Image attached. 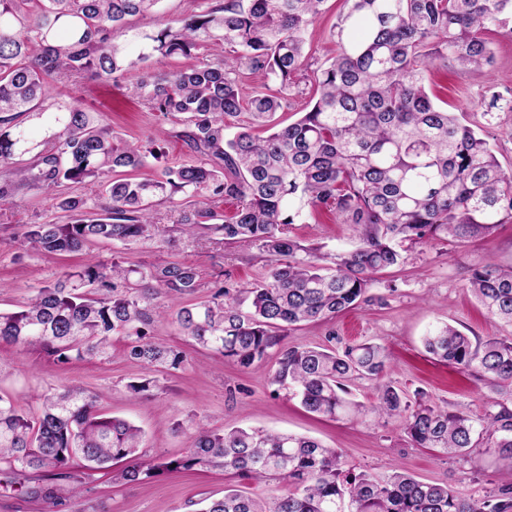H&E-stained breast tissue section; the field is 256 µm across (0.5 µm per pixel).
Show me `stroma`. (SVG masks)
I'll list each match as a JSON object with an SVG mask.
<instances>
[{
	"label": "stroma",
	"mask_w": 512,
	"mask_h": 512,
	"mask_svg": "<svg viewBox=\"0 0 512 512\" xmlns=\"http://www.w3.org/2000/svg\"><path fill=\"white\" fill-rule=\"evenodd\" d=\"M342 8V0H325L322 12L306 34V52L318 62L334 56L329 31ZM494 59L480 76L461 79L432 72L426 87L436 103L457 113L462 123L483 130L504 170H512V112L492 108L494 96L512 94V36H491ZM63 93L83 107L102 113L115 135L128 141H155L165 160L177 164L186 151L173 135L172 122L134 104L125 88L106 87L87 78L64 87ZM71 216L46 195L12 188L0 200V309H13L25 301L31 287L55 280L71 268L88 262H109L114 247L99 242L89 249L49 256L20 244L25 225L67 224ZM306 243L325 245L341 252L354 249L358 238L350 225L323 215L293 227ZM128 262L150 265L186 262L197 267L205 286L223 275L226 286L242 287L261 280L268 264L257 245L227 244L199 232L196 238L175 246L138 243L125 252ZM401 265L375 275L367 302L327 322H312L290 330L283 347L333 344L342 347L372 341L386 347L391 362L389 378L408 395L425 393L469 415L477 428H486L496 413V394L481 381L464 376L435 361L423 338L437 326L449 323L468 336L509 337L512 327L490 318L467 291L473 269L486 264L512 266V223L489 237L464 243L435 240L409 246ZM156 336L176 345L187 365L164 379L165 388L147 399L131 396L126 384L143 373L127 357L122 341L112 344L108 362L56 364L39 350L0 347V391L10 394L24 410L35 411L42 392L61 386H78L100 397L102 408L134 422L145 432V453L154 457L186 455L191 437L178 429L179 421L195 417L211 428L253 427L306 435L326 447L342 451L349 466L376 477L392 470L413 474L419 480L445 483L461 496L483 498L502 485L498 463L489 453L464 459L440 456L431 448L413 447L400 419L385 422L361 417L337 420L306 412L292 391H272L266 368L245 371L214 353L193 345L171 321L154 330ZM239 484L249 495L268 500L280 492L277 483L255 484L215 468L205 472L166 473L135 485L104 476L98 478L83 503L93 512H195L196 501L224 493Z\"/></svg>",
	"instance_id": "35a3bbf8"
}]
</instances>
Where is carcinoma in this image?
<instances>
[{"mask_svg": "<svg viewBox=\"0 0 512 512\" xmlns=\"http://www.w3.org/2000/svg\"><path fill=\"white\" fill-rule=\"evenodd\" d=\"M160 0H0V179L49 195L64 181H99L108 194L103 213L87 211L81 196H57L69 224H27L23 246L49 254L75 253L98 241L126 248L146 241L167 245L203 228L226 242H250L268 256L266 276L249 287L202 288L185 262L126 265L122 252L109 264L87 263L32 289L16 310L0 309V345L38 349L56 363L112 358V340L147 375L126 388L147 397L159 375L181 368L182 351L158 340L154 327L169 319L202 347L244 370L276 358L268 381L291 389L308 412L334 418L350 412L399 417L410 441L451 457L495 455L512 475V339H473L452 325L424 339L441 362L476 376L502 398L487 441L476 437L464 413L432 402L410 401L387 382L368 406L347 398L349 384L385 376L387 350L364 342L334 347H282L292 327L328 321L366 301L373 275L401 264L407 244L437 239L465 242L512 223V172L502 169L490 143L429 96L431 66L461 77L481 74L493 50L486 34L509 28L512 0H343L330 31L336 54L320 66L305 55V33L324 0H213L155 34L135 32L127 18L158 20ZM120 37L143 38L164 57L195 56L197 63L159 72L126 62ZM221 42L220 57L206 53ZM137 69L132 80L127 74ZM310 68L314 103L280 126L299 72ZM246 74L271 81L246 99ZM121 83L165 121L188 159L166 166L156 179L129 174L162 157L118 139L101 113L62 98L49 82L74 77ZM248 111L250 124L238 118ZM36 121L41 136L21 126ZM268 126L265 137L252 132ZM37 159L36 168L26 156ZM177 193L197 197L179 209L168 229L154 220V203ZM236 208L214 223L220 203ZM326 209L351 224L360 239L349 252L306 244L289 226ZM469 291L488 315L512 325V268L473 271ZM180 458L140 452L143 430L105 413L99 395L65 386L40 395L34 413L0 392V473L66 471L79 499L96 474L124 461L119 479L140 483L164 472L222 467L256 482L276 480L280 494L267 504L224 488L200 512H512V485L480 500L446 484L393 471L376 478L345 468L343 454L306 436L259 429L213 430L190 417ZM55 512L49 486L30 488Z\"/></svg>", "mask_w": 512, "mask_h": 512, "instance_id": "carcinoma-1", "label": "carcinoma"}]
</instances>
